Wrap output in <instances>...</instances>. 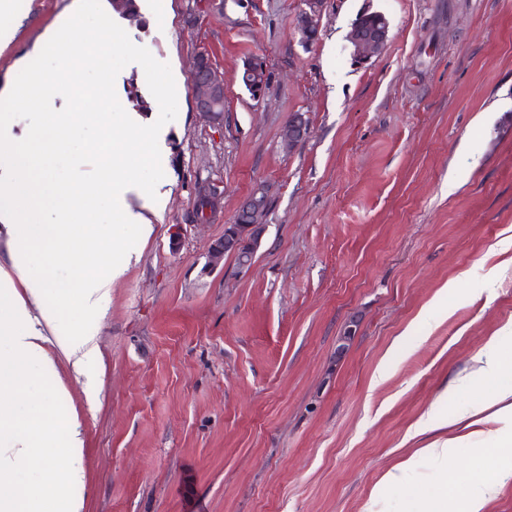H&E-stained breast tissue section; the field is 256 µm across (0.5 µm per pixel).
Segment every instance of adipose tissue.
I'll return each mask as SVG.
<instances>
[{"label": "adipose tissue", "mask_w": 512, "mask_h": 512, "mask_svg": "<svg viewBox=\"0 0 512 512\" xmlns=\"http://www.w3.org/2000/svg\"><path fill=\"white\" fill-rule=\"evenodd\" d=\"M19 123L0 118V226L12 242L8 266H0V282L9 283L11 308L0 316V337L8 339L7 350H0V512H45L44 500L57 504L56 512H80L81 504L70 494L83 479L82 441L75 426L63 424L62 439L46 442L44 413H20L15 406L19 366L40 369L49 360L44 331L52 327L55 312L42 310L40 318H31L30 304L41 303L52 291L51 281L38 277L31 268L35 246L49 244L68 232L72 212L89 208L101 191L112 198V207L121 223L137 225L142 236L152 232V215L158 214L167 199L161 185L139 190L125 174L115 168L109 155L93 152L82 163L78 191L56 202L57 221L53 224L27 223L29 211L50 202L45 185V161L41 151L17 154L21 140ZM137 194L140 208H132L129 194ZM121 266L110 265L89 271L75 284L79 306L86 312L102 311L109 299L114 279ZM479 371L498 379L491 398L476 404L465 423V439L474 441L494 434L501 447H512V383L503 382L504 364L497 340H489L475 355ZM37 463L40 494L31 493L22 484L19 473Z\"/></svg>", "instance_id": "ef3b65f1"}]
</instances>
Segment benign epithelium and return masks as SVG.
<instances>
[{"mask_svg":"<svg viewBox=\"0 0 512 512\" xmlns=\"http://www.w3.org/2000/svg\"><path fill=\"white\" fill-rule=\"evenodd\" d=\"M305 8L296 19V29L304 44L318 40L322 0H304ZM390 23L387 17L378 13L372 25H352L348 41L351 56L359 64L379 55L389 40ZM243 84L254 92L259 100L266 93L269 69L262 58L250 60L241 75ZM193 101L196 113L212 126L224 125V76L211 65L209 59H196L192 73ZM309 133L305 115L293 113L282 127L281 141L288 150L303 143ZM267 195L263 186H256L241 205L236 219L224 225V236L210 244L207 252V267L216 269L224 264V257L235 258L239 268L253 263L261 235L266 227Z\"/></svg>","mask_w":512,"mask_h":512,"instance_id":"benign-epithelium-1","label":"benign epithelium"}]
</instances>
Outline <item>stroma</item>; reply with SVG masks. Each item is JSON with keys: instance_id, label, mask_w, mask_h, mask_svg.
I'll return each instance as SVG.
<instances>
[{"instance_id": "35a3bbf8", "label": "stroma", "mask_w": 512, "mask_h": 512, "mask_svg": "<svg viewBox=\"0 0 512 512\" xmlns=\"http://www.w3.org/2000/svg\"><path fill=\"white\" fill-rule=\"evenodd\" d=\"M24 21L0 53V87L77 0H13ZM121 20L131 41L178 68V115L161 155L168 200L149 237L94 224L124 264L110 302L86 315L49 292V366L22 385L28 408L83 441L81 512H461L506 455L491 437L455 440L496 381L473 358L498 339L512 361V0H324L316 43L295 28L303 0H151ZM390 21L386 48L353 63L357 14ZM206 56L224 76V124L202 122L192 72ZM266 58L256 100L245 63ZM117 97L151 120L143 68ZM295 112L310 132L286 150ZM268 189L253 265L205 268L256 184ZM216 193L213 219L194 218ZM40 277L75 282L76 252L32 257ZM96 327V391L60 350ZM357 332L337 345L347 325ZM454 438L448 461L421 455ZM408 463L400 483L386 480Z\"/></svg>"}]
</instances>
